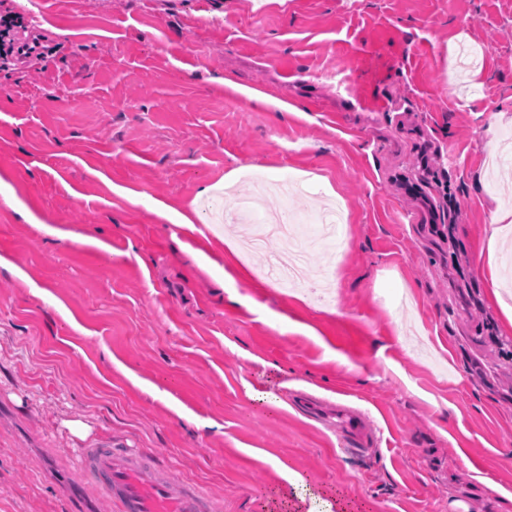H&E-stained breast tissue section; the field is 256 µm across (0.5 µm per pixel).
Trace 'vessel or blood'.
Wrapping results in <instances>:
<instances>
[{"label": "vessel or blood", "instance_id": "b4317fda", "mask_svg": "<svg viewBox=\"0 0 512 512\" xmlns=\"http://www.w3.org/2000/svg\"><path fill=\"white\" fill-rule=\"evenodd\" d=\"M78 473L91 478L113 512H212L210 498L198 488L126 448L82 449Z\"/></svg>", "mask_w": 512, "mask_h": 512}]
</instances>
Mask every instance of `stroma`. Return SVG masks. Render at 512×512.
Here are the masks:
<instances>
[{
	"mask_svg": "<svg viewBox=\"0 0 512 512\" xmlns=\"http://www.w3.org/2000/svg\"><path fill=\"white\" fill-rule=\"evenodd\" d=\"M33 12L45 70L0 68V512H109L75 473L103 441L222 512H275L286 470L365 512H505L512 0H0ZM258 175L306 183L267 215L341 211L310 284L265 275L247 216L124 196L206 220ZM150 209L159 218L166 220L171 224H178L180 226L187 227L192 231L198 230L195 224V220L191 215L178 211L159 202L154 203Z\"/></svg>",
	"mask_w": 512,
	"mask_h": 512,
	"instance_id": "35a3bbf8",
	"label": "stroma"
}]
</instances>
